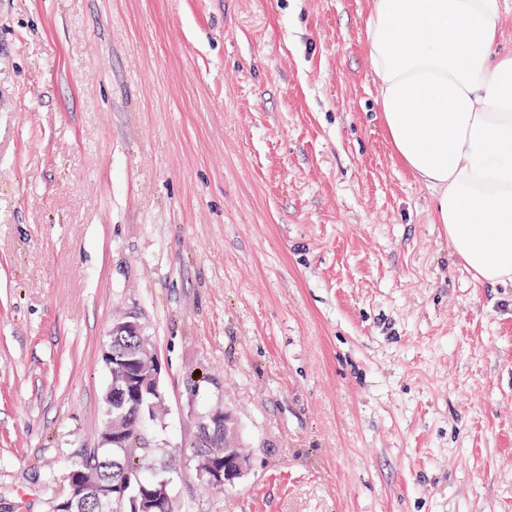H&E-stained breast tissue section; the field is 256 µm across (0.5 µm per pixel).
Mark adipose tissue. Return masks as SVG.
I'll use <instances>...</instances> for the list:
<instances>
[{
    "instance_id": "adipose-tissue-1",
    "label": "adipose tissue",
    "mask_w": 512,
    "mask_h": 512,
    "mask_svg": "<svg viewBox=\"0 0 512 512\" xmlns=\"http://www.w3.org/2000/svg\"><path fill=\"white\" fill-rule=\"evenodd\" d=\"M502 0H369L365 43L393 157L433 194L458 261L512 284V49Z\"/></svg>"
}]
</instances>
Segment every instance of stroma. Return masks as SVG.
<instances>
[{"label":"stroma","mask_w":512,"mask_h":512,"mask_svg":"<svg viewBox=\"0 0 512 512\" xmlns=\"http://www.w3.org/2000/svg\"><path fill=\"white\" fill-rule=\"evenodd\" d=\"M367 0H0V512L101 443L137 316L175 512H512V286L393 157ZM234 412L250 465L199 480ZM221 408H215L208 414L201 417L202 422L198 423V429L196 433V440L207 433L208 423L209 426L214 428L221 426L220 423L222 417H224V431L215 433L213 430H209V434L203 440L198 441L193 448V455L197 461V465L202 462L211 461L204 470H198V475L201 480L207 481L214 485H232L236 481L240 480L249 466L248 458L244 455L242 448L240 452L242 454V460L237 448H224V435L228 432L229 428L226 426L227 413L218 414L213 418L211 422L210 416L217 412ZM223 459V463H214L212 460ZM245 466H244V464ZM246 467V468H245Z\"/></svg>","instance_id":"obj_1"}]
</instances>
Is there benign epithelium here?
I'll return each mask as SVG.
<instances>
[{"label": "benign epithelium", "mask_w": 512, "mask_h": 512, "mask_svg": "<svg viewBox=\"0 0 512 512\" xmlns=\"http://www.w3.org/2000/svg\"><path fill=\"white\" fill-rule=\"evenodd\" d=\"M104 356L115 364V369L124 373L123 383L117 387L116 398L120 404L129 403L145 419L149 417L151 401L162 398L159 388L161 365L158 357L150 355L146 368H141L135 360L116 359L109 352ZM246 472L240 454L235 448L224 449L223 462H211L205 469L198 471L199 477L214 485H232L240 480ZM88 498L95 499L102 512H112V504H117L124 512H150L151 503L135 495L123 499V496L112 498L110 491L93 481L81 470H72L66 475V490L55 494L57 512H82L81 503Z\"/></svg>", "instance_id": "benign-epithelium-1"}]
</instances>
